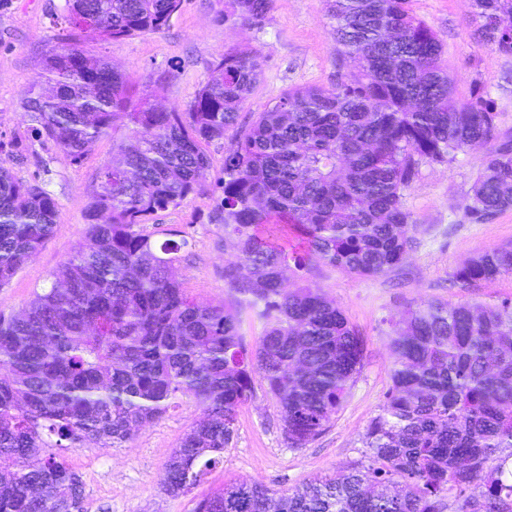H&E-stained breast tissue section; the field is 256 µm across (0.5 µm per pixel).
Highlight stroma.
Returning a JSON list of instances; mask_svg holds the SVG:
<instances>
[{"mask_svg":"<svg viewBox=\"0 0 512 512\" xmlns=\"http://www.w3.org/2000/svg\"><path fill=\"white\" fill-rule=\"evenodd\" d=\"M413 13L437 34L442 60L456 95L490 98L501 132L512 133V55L495 51L478 34L473 0H410ZM65 0H0V162L23 182L45 188L57 203L54 232L9 284L0 287V319L18 315L35 294L50 288L54 275L82 240L98 175L112 157L104 136L81 160H73L48 138L23 109L43 61L58 42L72 37L64 20ZM224 0H183L169 25L148 33L100 42L82 37L91 56L107 60L137 87L148 88L166 110L187 111L225 51L262 53L263 72L247 111L272 106L288 89L332 87L350 66L331 34L325 0H274L259 27L224 22ZM230 142L211 141L204 192L158 213L143 230L161 240L167 228L181 230L188 244L174 273L188 296L200 303L233 301L224 277L235 250L214 219ZM491 145L471 148L447 164H425L404 196L412 216L413 243L404 263L376 279L348 275L312 261L305 275L342 308L364 339L363 367L326 431L303 448L289 447L278 400L256 383L253 398L237 413L224 462L190 492L161 493L164 465L200 406L181 398L159 421L146 424L118 447L87 444L60 455L85 483L84 512H194L199 499L225 483L248 481L280 494L333 475L361 459L363 436L391 386L394 355L389 338L409 308L427 302L494 304L512 299V274L472 288L453 284L454 270L469 258L512 242V209L487 221L468 213L470 188Z\"/></svg>","mask_w":512,"mask_h":512,"instance_id":"35a3bbf8","label":"stroma"}]
</instances>
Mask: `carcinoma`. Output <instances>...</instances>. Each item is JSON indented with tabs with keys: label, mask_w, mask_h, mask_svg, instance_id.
<instances>
[{
	"label": "carcinoma",
	"mask_w": 512,
	"mask_h": 512,
	"mask_svg": "<svg viewBox=\"0 0 512 512\" xmlns=\"http://www.w3.org/2000/svg\"><path fill=\"white\" fill-rule=\"evenodd\" d=\"M479 33L512 55V6L473 0ZM224 21L262 24L273 0H228ZM349 61L332 88H294L242 120L265 63L224 52L186 112L158 109L108 62L69 39L47 55L48 88L24 110L73 160L112 135L78 244L15 318L0 322V512H83L81 477L54 448L126 442L180 396L204 406L164 467L179 496L224 458L254 375L278 399L290 448L328 426L363 367L364 340L335 301L286 286L287 228L315 258L361 278L399 266L411 248L404 192L424 163H451L495 143L471 186L485 221L512 208V135L492 101L457 99L442 45L408 0H326ZM181 0H66L65 20L102 41L156 33ZM231 139L215 221L236 249L225 273L237 305L199 304L173 267L186 240L139 230L205 190L203 145ZM57 205L0 163V286L56 226ZM512 273V244L453 272L462 287ZM264 324L253 352L242 313ZM392 386L364 437V459L276 496L233 482L195 512H504L512 505V301L428 303L393 330Z\"/></svg>",
	"instance_id": "carcinoma-1"
}]
</instances>
